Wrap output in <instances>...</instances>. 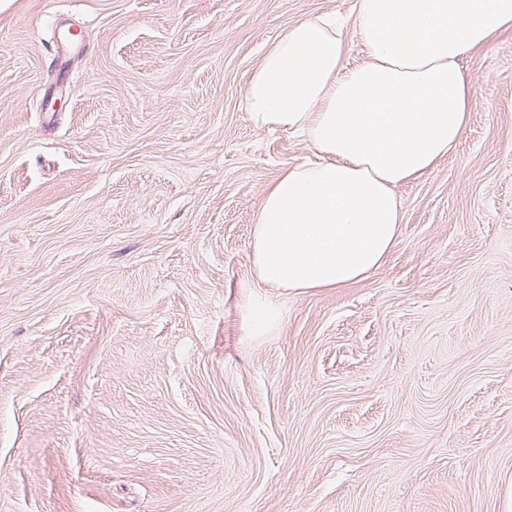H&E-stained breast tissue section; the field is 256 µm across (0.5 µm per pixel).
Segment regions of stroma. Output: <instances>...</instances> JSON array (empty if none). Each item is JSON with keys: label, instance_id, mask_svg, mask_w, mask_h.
Listing matches in <instances>:
<instances>
[{"label": "stroma", "instance_id": "1", "mask_svg": "<svg viewBox=\"0 0 512 512\" xmlns=\"http://www.w3.org/2000/svg\"><path fill=\"white\" fill-rule=\"evenodd\" d=\"M353 4L0 0V512H512V29L384 265L248 331L308 147L245 89Z\"/></svg>", "mask_w": 512, "mask_h": 512}]
</instances>
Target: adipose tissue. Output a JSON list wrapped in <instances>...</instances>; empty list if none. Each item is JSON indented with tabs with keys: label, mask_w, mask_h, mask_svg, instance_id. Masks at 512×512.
<instances>
[{
	"label": "adipose tissue",
	"mask_w": 512,
	"mask_h": 512,
	"mask_svg": "<svg viewBox=\"0 0 512 512\" xmlns=\"http://www.w3.org/2000/svg\"><path fill=\"white\" fill-rule=\"evenodd\" d=\"M370 60L321 14L285 29L245 90L261 129L297 132L314 160L284 169L257 208L251 263L266 288H341L382 267L404 213L398 186L458 144L474 107L475 47L512 28V0H355Z\"/></svg>",
	"instance_id": "obj_1"
}]
</instances>
